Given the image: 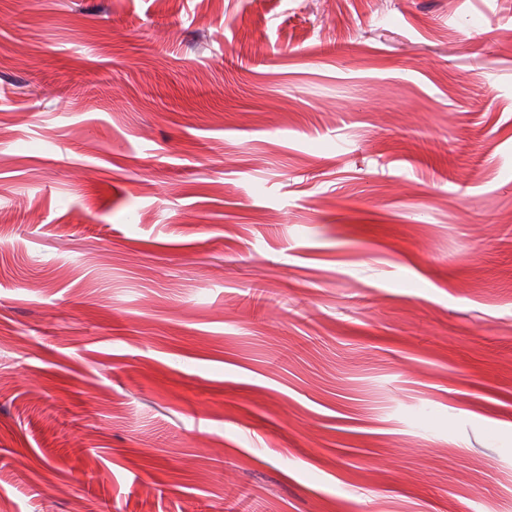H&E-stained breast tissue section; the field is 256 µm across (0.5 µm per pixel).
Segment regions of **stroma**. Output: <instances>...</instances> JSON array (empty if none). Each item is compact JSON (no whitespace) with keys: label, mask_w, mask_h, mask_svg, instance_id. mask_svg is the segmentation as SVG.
I'll use <instances>...</instances> for the list:
<instances>
[{"label":"stroma","mask_w":512,"mask_h":512,"mask_svg":"<svg viewBox=\"0 0 512 512\" xmlns=\"http://www.w3.org/2000/svg\"><path fill=\"white\" fill-rule=\"evenodd\" d=\"M17 200L5 512H512V0H0Z\"/></svg>","instance_id":"stroma-1"}]
</instances>
